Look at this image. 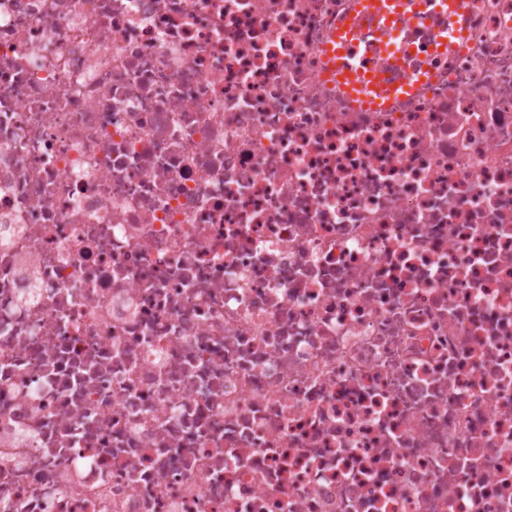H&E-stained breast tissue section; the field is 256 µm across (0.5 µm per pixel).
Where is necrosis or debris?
<instances>
[{
  "label": "necrosis or debris",
  "mask_w": 512,
  "mask_h": 512,
  "mask_svg": "<svg viewBox=\"0 0 512 512\" xmlns=\"http://www.w3.org/2000/svg\"><path fill=\"white\" fill-rule=\"evenodd\" d=\"M351 2L0 0V512H512V0ZM402 9L406 16L446 15L452 24L435 39L424 44L420 52L425 61L401 64L393 72L382 71L372 49L358 40L357 29L362 23L379 20L390 8ZM469 12V0H403L389 5L381 0H354L352 9L336 24L331 41L325 48L327 72L355 107L385 109L396 101L414 95L435 75L432 57L445 54L462 36Z\"/></svg>",
  "instance_id": "obj_1"
}]
</instances>
